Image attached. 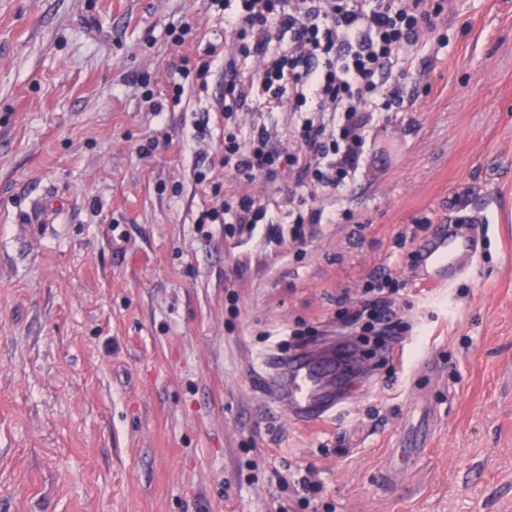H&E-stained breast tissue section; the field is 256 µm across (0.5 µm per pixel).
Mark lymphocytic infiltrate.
Here are the masks:
<instances>
[{"label":"lymphocytic infiltrate","mask_w":512,"mask_h":512,"mask_svg":"<svg viewBox=\"0 0 512 512\" xmlns=\"http://www.w3.org/2000/svg\"><path fill=\"white\" fill-rule=\"evenodd\" d=\"M208 6L231 37L217 106L225 173L272 184L288 173L308 193L292 198L283 217L253 196L217 189L197 224L249 235L262 227L272 238L286 220L303 238V225L333 220L309 195L347 188L362 164L374 113L403 110L406 62L444 6L441 0H208ZM250 56L262 67L247 77L239 60ZM257 86L270 100H288L297 116L289 142L264 127L243 131L239 114Z\"/></svg>","instance_id":"f902f5d3"}]
</instances>
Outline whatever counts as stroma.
Returning a JSON list of instances; mask_svg holds the SVG:
<instances>
[{"label":"stroma","mask_w":512,"mask_h":512,"mask_svg":"<svg viewBox=\"0 0 512 512\" xmlns=\"http://www.w3.org/2000/svg\"><path fill=\"white\" fill-rule=\"evenodd\" d=\"M184 21L188 54L223 49L207 0H0V512H512V0L445 6L302 242L197 232V172L276 210L295 186L225 177L221 75L151 112L139 79L166 85ZM240 118L289 135L261 92ZM439 232L478 253L425 288ZM386 274L398 355L359 363L328 422L277 410L269 353L365 355L341 313ZM421 406L426 450L384 486Z\"/></svg>","instance_id":"35a3bbf8"}]
</instances>
